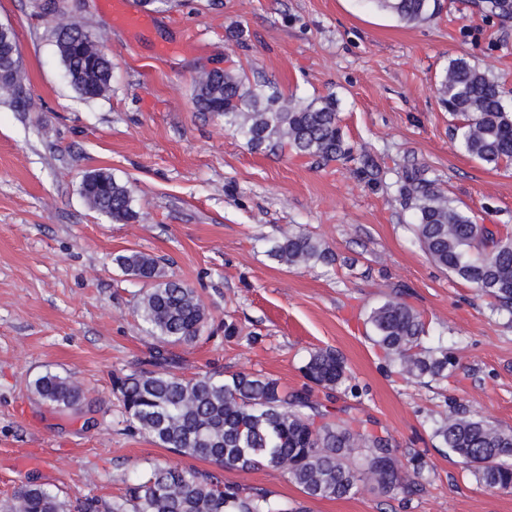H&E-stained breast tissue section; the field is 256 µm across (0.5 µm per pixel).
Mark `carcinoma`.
<instances>
[{"label": "carcinoma", "mask_w": 512, "mask_h": 512, "mask_svg": "<svg viewBox=\"0 0 512 512\" xmlns=\"http://www.w3.org/2000/svg\"><path fill=\"white\" fill-rule=\"evenodd\" d=\"M407 23L434 13L435 0H368ZM62 65L74 79L71 87L85 102L111 90L112 60L90 39L87 29L71 21L54 30ZM18 47L14 29L0 24V104L38 108L25 91L22 74L9 68ZM440 100L460 117L459 144L471 157L497 168L512 164V99L501 83L466 58L451 60L437 84ZM199 112L224 118V128L241 135L250 150L271 154L291 151L330 162L348 157L336 101L323 98L304 104L286 97L266 82L248 83L246 73L228 66L221 74L206 67L193 84ZM399 192L415 213V239L432 262L493 297L512 315V238L481 235L471 214L452 203L433 182L417 171L405 174ZM88 207L116 223L137 217L129 186L106 169L88 174L81 184ZM271 256L289 268L330 261L322 243L309 233L282 235ZM122 273L146 285L137 314L159 345L148 369L112 377L113 392L126 422L163 448L207 461L219 470L272 469L288 474L312 498L340 499L360 484L377 490H418L425 466L414 456L404 471L393 463L389 438L365 427L353 429L340 415L312 399L311 391L288 392L279 381L261 373L205 371L186 378L173 373L170 348L193 343L208 313L196 291L167 276L160 260L139 251L115 258ZM372 340L408 382L448 379V348L424 345L425 323L418 311L390 299L368 315ZM315 385L333 389L347 378L340 354L313 352L303 367ZM34 394L65 412L86 399L83 387L70 377L46 373L34 380ZM433 437L471 470L481 485L512 490V431L481 416L448 406L436 421ZM0 512H67L60 495L41 484L19 487ZM109 512H288L261 492L241 495L224 486L214 472L156 465L127 484Z\"/></svg>", "instance_id": "cac0c4a2"}]
</instances>
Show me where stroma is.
I'll use <instances>...</instances> for the list:
<instances>
[{"label":"stroma","mask_w":512,"mask_h":512,"mask_svg":"<svg viewBox=\"0 0 512 512\" xmlns=\"http://www.w3.org/2000/svg\"><path fill=\"white\" fill-rule=\"evenodd\" d=\"M43 3L0 0L41 104L0 105V505L34 480L71 505L106 507L154 465L207 469L129 427L112 391L113 375L144 367L156 344L136 312L142 283L114 262L137 250L209 313L199 339L174 348L175 374L258 372L302 389L310 352L336 350L348 379L314 399L387 432L398 466L425 462L413 495L362 485L311 498L270 469L227 470L225 484L304 512H512V492L480 485L432 436L452 400L512 429V317L428 258L399 194L416 170L477 223L512 231V165L465 154L436 91L460 56L512 91V18L486 17L479 0H439L435 17L411 25L366 0H158L153 24L134 31L102 0ZM65 20L99 35L111 58L105 98L83 102L67 83L53 38ZM222 58L297 100L333 97L352 159L256 153L197 111L194 78ZM97 168L131 186L135 220L88 208L81 182ZM289 229L334 262H275L269 249ZM391 298L421 313L427 344L447 347V384L407 382L373 344L368 314ZM228 322L240 330L231 340ZM47 372L85 388L79 410L39 401L31 383Z\"/></svg>","instance_id":"stroma-1"}]
</instances>
